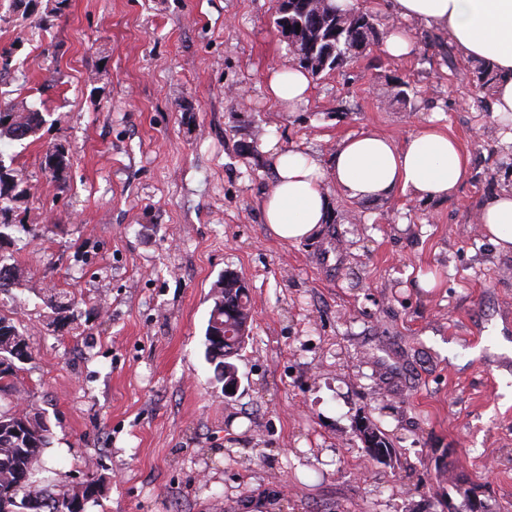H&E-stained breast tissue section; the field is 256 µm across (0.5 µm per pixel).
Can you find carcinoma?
I'll use <instances>...</instances> for the list:
<instances>
[{
	"label": "carcinoma",
	"mask_w": 512,
	"mask_h": 512,
	"mask_svg": "<svg viewBox=\"0 0 512 512\" xmlns=\"http://www.w3.org/2000/svg\"><path fill=\"white\" fill-rule=\"evenodd\" d=\"M288 25L300 27L301 42L293 45L297 54L319 63V66L300 63V66L318 76L326 70L345 68L353 59L346 53L364 38L367 44H377L382 33L373 22V15L354 7L341 9L334 0H288ZM415 95L410 85L399 81L391 87L394 101L407 104ZM46 119L40 112H34L24 105H6L0 108V138L11 141H23L36 136ZM70 163L67 149L62 145H53L46 149L44 168L51 172L59 183L64 182L63 173ZM22 181L19 170L10 173L0 172V203L14 199L12 192ZM23 276L18 260L11 254L0 252V290L10 287ZM223 279L214 284L211 299L212 308L207 321L204 345L205 359L213 367L214 379L222 382V365L235 367L232 359L222 360L215 351L212 337L227 336L230 349L237 344L233 355H239L242 349V327L251 319L249 295L232 293L228 305L221 302ZM23 348L26 358H31L24 334L14 322L0 315V392L16 391L15 379L19 371V358L13 357V351ZM52 437L46 417L32 409L18 410L14 407L0 410V512H24V502L35 498L41 503L40 512H70L67 494L80 493L91 501L98 492L97 483L90 481L79 491H53L35 484L33 475L35 466L48 448Z\"/></svg>",
	"instance_id": "obj_1"
}]
</instances>
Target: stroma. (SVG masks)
<instances>
[{
  "label": "stroma",
  "instance_id": "1",
  "mask_svg": "<svg viewBox=\"0 0 512 512\" xmlns=\"http://www.w3.org/2000/svg\"><path fill=\"white\" fill-rule=\"evenodd\" d=\"M0 0V105L48 114L0 141L28 196L0 249L24 278L0 315L32 358L0 407L47 418L43 486L99 491L86 512H512V256L474 224L512 188V144L477 68L423 29L395 58L368 46L313 80L294 110L265 75L297 58L278 0ZM417 92L390 101L395 81ZM457 138L469 178L446 201L351 199L327 184L316 235L284 243L261 219L274 187L263 138L329 162L349 135ZM64 145L65 189L44 171ZM241 274L253 312L225 397L204 357L211 290ZM73 319L50 325L46 289ZM365 417L392 457L367 455Z\"/></svg>",
  "mask_w": 512,
  "mask_h": 512
}]
</instances>
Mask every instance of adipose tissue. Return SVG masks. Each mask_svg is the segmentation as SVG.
Listing matches in <instances>:
<instances>
[{"label":"adipose tissue","mask_w":512,"mask_h":512,"mask_svg":"<svg viewBox=\"0 0 512 512\" xmlns=\"http://www.w3.org/2000/svg\"><path fill=\"white\" fill-rule=\"evenodd\" d=\"M395 20L383 49L408 55L413 27L449 36L467 58L486 64L495 80L493 112L512 123V0H390ZM269 97L281 108L305 101L311 74L285 65L265 77ZM276 182L262 202V216L280 240L295 243L315 235L328 215L324 185L333 182L352 198L387 197L402 193L429 200L451 199L468 178V158L450 134L427 126L394 141L376 133L350 136L337 144L330 166L315 154L281 150L275 134H267ZM497 251L512 253V190L481 204L475 214Z\"/></svg>","instance_id":"ef3b65f1"}]
</instances>
